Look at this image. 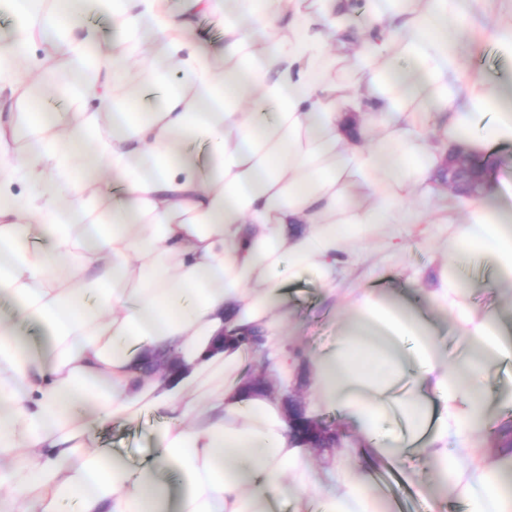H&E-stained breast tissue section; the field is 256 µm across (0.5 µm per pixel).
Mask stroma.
I'll return each instance as SVG.
<instances>
[{
    "label": "stroma",
    "mask_w": 512,
    "mask_h": 512,
    "mask_svg": "<svg viewBox=\"0 0 512 512\" xmlns=\"http://www.w3.org/2000/svg\"><path fill=\"white\" fill-rule=\"evenodd\" d=\"M454 227L450 224H392L386 229L390 244L371 239L356 245L353 260L336 276V291L351 288H376L401 292L412 298L427 314L439 336L449 362H459L469 344L459 325L432 308L428 297L445 278V246ZM490 267L461 272L466 302L477 315L497 312L501 319L512 316V289L487 287ZM293 311L285 321L289 349L300 356L289 377L290 387L310 390L315 356L335 345L336 332L346 313L340 302L325 301L317 277L307 271L294 277L287 286ZM161 418L147 416L133 424H113L104 428L100 440L104 447L137 461L149 456L156 446ZM418 471L422 482L430 484L435 474L429 464L414 453L402 457H377L366 466L370 483L379 494V512H429V501L417 485L407 480Z\"/></svg>",
    "instance_id": "1"
}]
</instances>
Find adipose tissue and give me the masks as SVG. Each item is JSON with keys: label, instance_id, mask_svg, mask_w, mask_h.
<instances>
[{"label": "adipose tissue", "instance_id": "obj_1", "mask_svg": "<svg viewBox=\"0 0 512 512\" xmlns=\"http://www.w3.org/2000/svg\"><path fill=\"white\" fill-rule=\"evenodd\" d=\"M9 0L0 33V512H376L353 467L312 499L308 451L278 398L243 393L244 351L216 336L262 328L259 353L289 374L284 286L313 271L327 295L347 243L383 224H453L445 285L430 301L457 321L458 271L489 262L512 283V186L448 190V151L512 144L501 82L473 71L484 43L512 59V0ZM70 62L67 91L93 99L68 125L17 108L54 80L25 66L38 36ZM222 56L216 67L214 56ZM176 67L162 84L159 60ZM153 88L148 109L132 88ZM112 128L103 132L102 113ZM112 177L107 196L93 173ZM334 352L314 362L316 401L374 453L406 449L439 473L473 467L471 512H512L507 463L468 435L491 425L483 385L512 361L497 313L459 366L408 305L349 293ZM472 322V321H471ZM177 373L152 370L158 352ZM163 416L150 459L98 448V430ZM457 438L449 452V438Z\"/></svg>", "mask_w": 512, "mask_h": 512}]
</instances>
